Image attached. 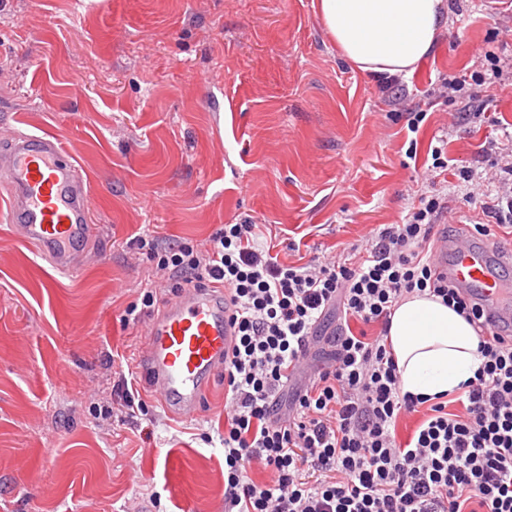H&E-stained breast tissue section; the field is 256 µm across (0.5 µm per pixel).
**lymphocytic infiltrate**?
I'll return each instance as SVG.
<instances>
[{"mask_svg": "<svg viewBox=\"0 0 512 512\" xmlns=\"http://www.w3.org/2000/svg\"><path fill=\"white\" fill-rule=\"evenodd\" d=\"M447 210L442 197L420 200L406 223L369 233L358 263L284 262L249 222L225 225L200 248L134 241L154 274L125 323H139L160 292L219 283L231 296L224 512H512V340L489 334L482 304L428 253ZM417 290L456 307L478 332L484 362L456 394L462 412L444 397L401 390L386 330L393 307ZM333 315L380 330L337 332L313 363L317 330ZM415 413V429L398 440V419ZM253 469L269 480H252Z\"/></svg>", "mask_w": 512, "mask_h": 512, "instance_id": "obj_1", "label": "lymphocytic infiltrate"}]
</instances>
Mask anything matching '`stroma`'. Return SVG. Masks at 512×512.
Returning a JSON list of instances; mask_svg holds the SVG:
<instances>
[{
    "instance_id": "obj_1",
    "label": "stroma",
    "mask_w": 512,
    "mask_h": 512,
    "mask_svg": "<svg viewBox=\"0 0 512 512\" xmlns=\"http://www.w3.org/2000/svg\"><path fill=\"white\" fill-rule=\"evenodd\" d=\"M449 5L433 53L382 82L341 57L314 0H0V128L24 112L61 138L99 226L68 280L0 221V512H224L221 381L194 418L152 394L148 415L98 417L140 373L145 327L123 314L151 264L134 237L253 221L283 261L354 262L424 196L447 197L453 232L483 221L512 146V0Z\"/></svg>"
}]
</instances>
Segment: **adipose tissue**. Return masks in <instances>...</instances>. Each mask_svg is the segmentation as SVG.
<instances>
[{
	"instance_id": "adipose-tissue-1",
	"label": "adipose tissue",
	"mask_w": 512,
	"mask_h": 512,
	"mask_svg": "<svg viewBox=\"0 0 512 512\" xmlns=\"http://www.w3.org/2000/svg\"><path fill=\"white\" fill-rule=\"evenodd\" d=\"M318 8L342 57L379 80L413 73L448 23L445 0H319ZM388 341L401 388L415 395L455 393L483 362L474 326L426 292L397 303Z\"/></svg>"
}]
</instances>
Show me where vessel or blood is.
<instances>
[{
	"label": "vessel or blood",
	"instance_id": "b4317fda",
	"mask_svg": "<svg viewBox=\"0 0 512 512\" xmlns=\"http://www.w3.org/2000/svg\"><path fill=\"white\" fill-rule=\"evenodd\" d=\"M0 215L63 277L79 271L97 232L90 184L76 158L58 137L29 132L21 114L0 131ZM436 249L440 270L484 305L492 330L512 332V291L499 276L500 267H512V254L462 237L440 240ZM228 308V291L211 284L183 290L150 318L143 374L172 413L197 416L231 355Z\"/></svg>",
	"mask_w": 512,
	"mask_h": 512
}]
</instances>
